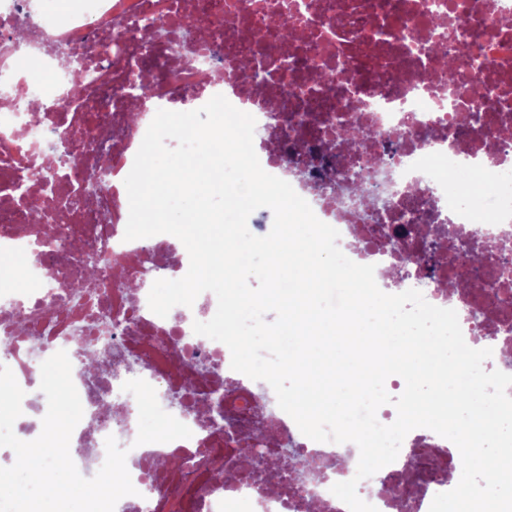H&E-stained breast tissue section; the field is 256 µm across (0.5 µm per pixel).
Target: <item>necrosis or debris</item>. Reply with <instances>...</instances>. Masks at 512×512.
Listing matches in <instances>:
<instances>
[{"instance_id": "necrosis-or-debris-1", "label": "necrosis or debris", "mask_w": 512, "mask_h": 512, "mask_svg": "<svg viewBox=\"0 0 512 512\" xmlns=\"http://www.w3.org/2000/svg\"><path fill=\"white\" fill-rule=\"evenodd\" d=\"M24 25L47 82L25 77L29 59L13 47ZM3 70L13 81L0 94V255L25 254L31 285H0V365L27 390L43 360L67 352L84 410L71 435L79 473L98 472L112 436L139 489L115 512H189L191 498L198 512H349L331 488L354 478L359 459L355 444L301 436L268 383L232 370L226 345L194 333L217 307L213 293L164 318L150 310L140 278L187 267L184 245L170 234L125 240L119 192L88 195L102 163L114 176L131 170L150 124L133 115L136 101L224 93L255 117L262 168L339 231L350 260L374 265L383 292L416 289L454 309L471 346L478 326L512 320V0H79L53 23L34 0H0ZM73 83L84 96L60 98ZM32 94L45 106L34 130L20 106ZM35 166L51 167L53 185L16 189ZM351 170L364 173L360 188L342 180ZM89 351L107 363L95 382ZM189 383L194 393L168 405ZM207 400L236 431L260 419L297 439L319 462L314 477L279 494L263 492V472L247 464L236 482L209 479V458L233 441L198 415ZM152 419L179 436L147 446ZM420 448L433 452L428 480L382 496V479L402 482ZM454 449L414 429L357 493L377 512H429L455 486L441 476ZM171 458L184 467L169 470Z\"/></svg>"}]
</instances>
